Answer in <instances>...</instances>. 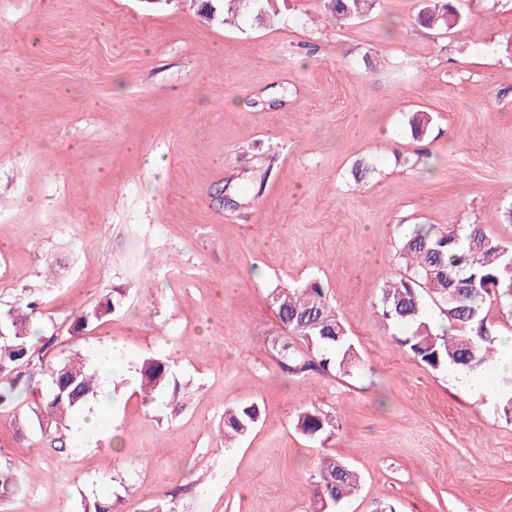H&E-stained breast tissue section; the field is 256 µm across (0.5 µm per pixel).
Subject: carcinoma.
Returning <instances> with one entry per match:
<instances>
[{"instance_id":"carcinoma-1","label":"carcinoma","mask_w":512,"mask_h":512,"mask_svg":"<svg viewBox=\"0 0 512 512\" xmlns=\"http://www.w3.org/2000/svg\"><path fill=\"white\" fill-rule=\"evenodd\" d=\"M265 2L245 8L242 0H211V7L198 5L202 16L229 23L244 11L257 23L265 21ZM376 0H324L332 19L344 23L360 17ZM456 15L455 0H433L418 19L425 25H450ZM404 274L385 281L380 289L378 312L382 321L405 328L397 341L416 360L432 370L458 368L471 371L495 364L497 336L488 323L485 305L493 298L512 306V245L487 236L479 224H458L446 232L422 224L406 237L399 249ZM431 293L448 317L451 331L438 333L430 323L423 293ZM267 298L276 316L294 339L306 345L300 350L283 339L274 348L281 371L304 379L312 371H338L349 375L358 368L357 353L348 330L324 288L315 281L301 286H275ZM126 302V290L114 288L97 305L76 313L68 336L45 337L35 328L37 303L10 307L0 312V410L12 406L40 381L47 392L29 406V415L14 418L16 432L38 425L56 452L65 450L63 431L77 412L100 393V378L90 360L69 347L83 331L118 312ZM60 348V356L48 358ZM144 402H162L178 411L180 385L165 358L149 355L136 365ZM502 414L512 417V366H499L497 387ZM260 410L243 404L224 411L220 437L231 442L250 434ZM295 428L305 437L322 439L332 434L334 418L316 406L299 412ZM316 490L324 500H315L312 512H336V507L358 490L360 476L346 462L324 457L315 474ZM20 475L9 464H0V498L18 489ZM112 497L103 493L84 506V512H112Z\"/></svg>"}]
</instances>
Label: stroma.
I'll return each instance as SVG.
<instances>
[{
  "label": "stroma",
  "mask_w": 512,
  "mask_h": 512,
  "mask_svg": "<svg viewBox=\"0 0 512 512\" xmlns=\"http://www.w3.org/2000/svg\"><path fill=\"white\" fill-rule=\"evenodd\" d=\"M421 4L340 25L321 0H273L229 26L193 0H0V310L33 297L63 330L126 289L76 347L116 346L127 368L165 355L183 404L144 406L125 381L100 437L66 431L59 454L39 428L15 435L21 399L0 412V462L22 475L0 512H83L105 489L118 512H308L327 454L362 478L338 512H512L496 368L474 397L376 311L417 225L512 244V0H460L447 29L419 24ZM309 281L348 327L351 375L292 380L271 351L267 288ZM252 402L225 455V408ZM311 405L335 416L329 439L295 430Z\"/></svg>",
  "instance_id": "1"
}]
</instances>
